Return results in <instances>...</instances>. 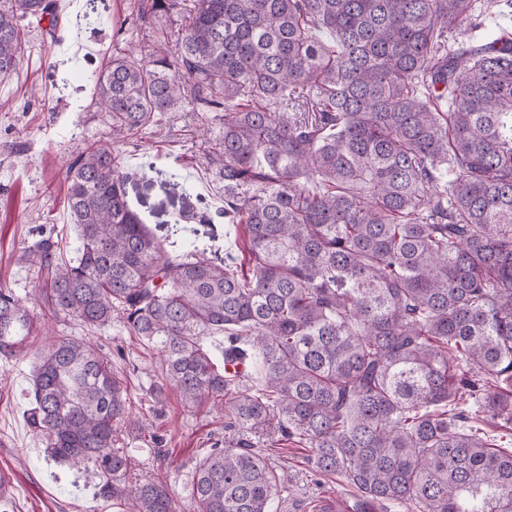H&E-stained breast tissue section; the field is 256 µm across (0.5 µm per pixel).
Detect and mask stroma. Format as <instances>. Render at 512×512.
Wrapping results in <instances>:
<instances>
[{"instance_id":"stroma-1","label":"stroma","mask_w":512,"mask_h":512,"mask_svg":"<svg viewBox=\"0 0 512 512\" xmlns=\"http://www.w3.org/2000/svg\"><path fill=\"white\" fill-rule=\"evenodd\" d=\"M55 2V33L32 30L30 50L16 75L0 83V103L6 105L0 110V286L22 300L38 286L20 260L38 232L57 233L65 259L78 255L79 232L66 206L65 171L87 143L108 133L82 71L101 65L113 48L137 51L156 39L151 27L127 23L133 0H104L105 21L97 27L84 17L86 0ZM219 149L217 128L202 130L196 113L185 110L168 113L137 142L125 145L123 163L133 175L130 195L153 209L147 225L157 239L175 225L181 240L211 233L222 253H240L243 231L225 223L224 193L208 167ZM157 153L171 155L183 192L168 195L136 180ZM30 315L38 331L26 352L9 362L0 360V467L16 477L7 512H99L103 506L108 512H128L127 506L103 497L94 467L76 470L53 460L27 421L34 365L55 334L84 337L110 356L127 381L132 414L151 420L154 433L162 436L158 448L141 439L139 430L123 428L116 446L131 458L129 480L162 481L181 503H188L196 463L218 437H236L225 431L223 413L209 401L197 408L185 405L175 388L157 390L156 352L122 324L93 333L70 318L48 317L37 307ZM260 445L275 467L288 471L272 512H322L326 500L338 502L337 512H355L350 488L338 478L315 475L298 443L272 445L264 439Z\"/></svg>"}]
</instances>
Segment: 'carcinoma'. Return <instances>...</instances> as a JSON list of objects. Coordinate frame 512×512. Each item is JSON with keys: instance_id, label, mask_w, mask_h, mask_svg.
<instances>
[{"instance_id": "cac0c4a2", "label": "carcinoma", "mask_w": 512, "mask_h": 512, "mask_svg": "<svg viewBox=\"0 0 512 512\" xmlns=\"http://www.w3.org/2000/svg\"><path fill=\"white\" fill-rule=\"evenodd\" d=\"M487 4L491 23L478 0H193L171 34L180 0H135L126 21L160 26L156 44L86 73L111 138L66 170L79 256L49 234L21 260L50 315L123 323L186 404L224 405L240 438L196 465L191 512H271L286 475L253 436L306 444L367 507L512 512V449L456 413L512 422V0ZM46 18L54 0H0V82ZM187 102L222 124L210 163L247 275L198 240L170 255L129 199L117 144ZM29 319L0 287V359ZM216 333L242 371L215 366ZM30 400L54 460L136 512H179L165 485L125 483L117 425L149 424L107 356L57 337Z\"/></svg>"}]
</instances>
